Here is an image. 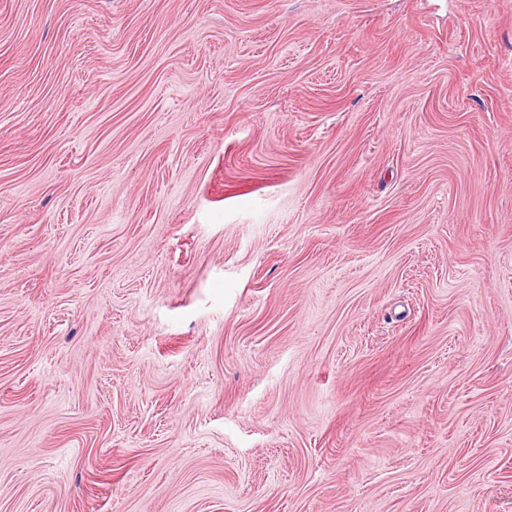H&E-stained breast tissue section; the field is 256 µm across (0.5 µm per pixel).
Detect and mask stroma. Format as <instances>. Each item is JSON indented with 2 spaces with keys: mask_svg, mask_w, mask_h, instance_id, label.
Segmentation results:
<instances>
[{
  "mask_svg": "<svg viewBox=\"0 0 512 512\" xmlns=\"http://www.w3.org/2000/svg\"><path fill=\"white\" fill-rule=\"evenodd\" d=\"M0 512H512V0H0Z\"/></svg>",
  "mask_w": 512,
  "mask_h": 512,
  "instance_id": "35a3bbf8",
  "label": "stroma"
}]
</instances>
